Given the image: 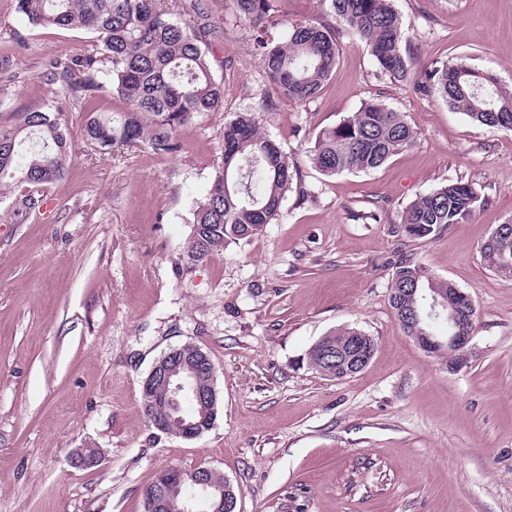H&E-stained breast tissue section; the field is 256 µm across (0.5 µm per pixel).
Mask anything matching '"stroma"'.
<instances>
[{
	"instance_id": "stroma-1",
	"label": "stroma",
	"mask_w": 512,
	"mask_h": 512,
	"mask_svg": "<svg viewBox=\"0 0 512 512\" xmlns=\"http://www.w3.org/2000/svg\"><path fill=\"white\" fill-rule=\"evenodd\" d=\"M224 106L180 128V152L108 153L86 113L121 101L60 103L52 57L90 49L92 32L29 25L0 0V126L60 108L74 153L62 182L21 204L0 195V512H144L167 467H211L239 512H512V279L481 246L512 222V132L474 122L380 75L363 41L340 39L336 70L304 103L279 98L264 127L298 172L278 220L189 266L193 211L222 157L224 123L268 88L252 27L232 0H204ZM417 73L461 59L512 87V0H395ZM22 40H15L14 31ZM402 112L415 143L369 173L327 178L309 160L317 133L365 102ZM462 180L480 201L468 222L425 239L397 233L418 194ZM408 255L470 295L467 368L450 372L401 329L388 301ZM357 328L375 342L362 371L330 379L304 355ZM191 342L214 362L219 403L194 439L153 428L142 382ZM94 448L98 466L71 465Z\"/></svg>"
}]
</instances>
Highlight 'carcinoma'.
Masks as SVG:
<instances>
[{"label":"carcinoma","mask_w":512,"mask_h":512,"mask_svg":"<svg viewBox=\"0 0 512 512\" xmlns=\"http://www.w3.org/2000/svg\"><path fill=\"white\" fill-rule=\"evenodd\" d=\"M16 11L32 26L84 28L97 34L95 48L52 58L46 80L56 94L78 106L105 93L121 100V112L86 114L85 137L101 151L146 145L168 156L182 148L177 130L224 104V82L214 72L212 42L217 30L200 0H15ZM237 15L255 32L254 50L275 94L295 102L314 98L336 69L339 39L361 38L381 74L412 83L448 107L489 127L512 132V89L462 62H441L417 80L409 36L393 0H323L327 19L284 24L274 38L280 0H232ZM270 95L224 122L223 153L210 188L193 213L186 248L191 263L222 252L232 242L260 234L278 220L297 170L280 143L261 130V113L273 109ZM417 132L405 116L381 100L362 105L340 123L319 132L310 160L325 177L367 173L410 147ZM73 156L59 113L22 112L0 127V186L6 181L32 188L59 183ZM478 196L462 181L416 197L400 216L398 231L423 239L472 215ZM481 254L492 272L511 274L512 230L489 237ZM428 268L401 259L391 279L390 299L405 288H439ZM364 332L343 328L326 339L350 344Z\"/></svg>","instance_id":"carcinoma-1"}]
</instances>
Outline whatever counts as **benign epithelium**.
Instances as JSON below:
<instances>
[{
  "mask_svg": "<svg viewBox=\"0 0 512 512\" xmlns=\"http://www.w3.org/2000/svg\"><path fill=\"white\" fill-rule=\"evenodd\" d=\"M421 311H413L417 323L448 317L451 334L441 338L420 328L415 337L425 350L448 344V351L456 356L452 369L459 370L468 364L473 331L465 319L466 309L473 304L466 293L454 287L432 289L425 296ZM317 358L322 364L336 365L347 375L367 367L371 359L369 344L355 341L350 345L321 346ZM216 367L200 347L186 343L163 354L153 364L143 382L142 391L149 403L150 424L159 431L180 425L183 434L195 435L202 423L214 424L218 391ZM99 452L94 448H80L73 457V465L88 469L99 465ZM214 470L198 467L191 471L167 468L158 473V491L145 495L144 512H164L169 502L181 501V512H195L194 500L200 495L206 498L211 512H231L235 501L226 498L232 490L229 480L217 481Z\"/></svg>",
  "mask_w": 512,
  "mask_h": 512,
  "instance_id": "1",
  "label": "benign epithelium"
}]
</instances>
